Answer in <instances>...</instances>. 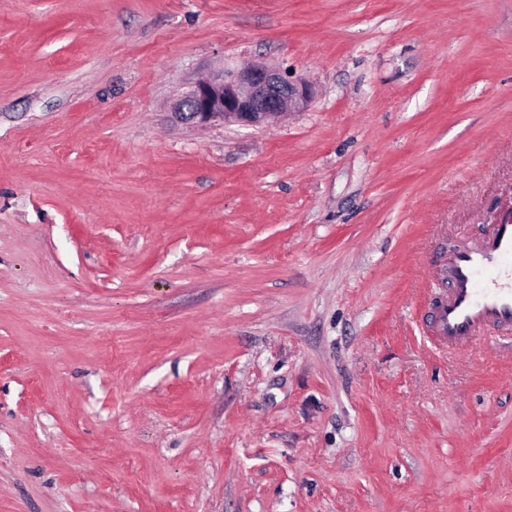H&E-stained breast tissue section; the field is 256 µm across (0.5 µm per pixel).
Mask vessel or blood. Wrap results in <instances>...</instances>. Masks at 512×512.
Segmentation results:
<instances>
[{
	"label": "vessel or blood",
	"instance_id": "vessel-or-blood-1",
	"mask_svg": "<svg viewBox=\"0 0 512 512\" xmlns=\"http://www.w3.org/2000/svg\"><path fill=\"white\" fill-rule=\"evenodd\" d=\"M447 282L434 323L449 343L468 342L486 324L512 327V214L495 223L487 241L453 251Z\"/></svg>",
	"mask_w": 512,
	"mask_h": 512
}]
</instances>
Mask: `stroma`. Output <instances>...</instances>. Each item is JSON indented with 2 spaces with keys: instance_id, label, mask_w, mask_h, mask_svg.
I'll use <instances>...</instances> for the list:
<instances>
[{
  "instance_id": "35a3bbf8",
  "label": "stroma",
  "mask_w": 512,
  "mask_h": 512,
  "mask_svg": "<svg viewBox=\"0 0 512 512\" xmlns=\"http://www.w3.org/2000/svg\"><path fill=\"white\" fill-rule=\"evenodd\" d=\"M509 198L512 0H0V512H512V340L422 330ZM312 86L277 67L252 64L224 69L195 82L173 106L175 122L205 128L215 124L258 127L312 103Z\"/></svg>"
}]
</instances>
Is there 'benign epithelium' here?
Listing matches in <instances>:
<instances>
[{"mask_svg":"<svg viewBox=\"0 0 512 512\" xmlns=\"http://www.w3.org/2000/svg\"><path fill=\"white\" fill-rule=\"evenodd\" d=\"M312 86L303 78L266 64L225 70L195 82L173 106L175 122L205 128L215 124L258 127L285 112L312 103Z\"/></svg>","mask_w":512,"mask_h":512,"instance_id":"benign-epithelium-1","label":"benign epithelium"}]
</instances>
